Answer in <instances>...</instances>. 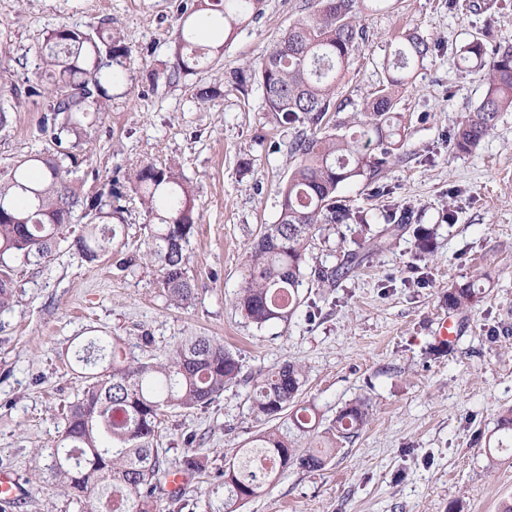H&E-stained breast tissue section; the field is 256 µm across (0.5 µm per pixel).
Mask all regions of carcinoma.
I'll list each match as a JSON object with an SVG mask.
<instances>
[{"label":"carcinoma","mask_w":512,"mask_h":512,"mask_svg":"<svg viewBox=\"0 0 512 512\" xmlns=\"http://www.w3.org/2000/svg\"><path fill=\"white\" fill-rule=\"evenodd\" d=\"M265 0H194L179 16L174 62L168 78L203 70L221 58L241 29L259 21ZM312 11L296 19L256 64L266 111L283 124L299 127L290 147L294 165L282 191L276 223L268 225L251 247L245 285L236 297L243 317L261 328L285 320L301 305L299 287L313 237L326 224H345L354 213L336 205L339 187L360 177L372 179L395 157L405 136L397 93L412 79L429 45L414 33L400 36L386 65L385 81L367 100L366 127L351 134L327 133V115L336 111V82L367 31L357 17L368 0H313ZM215 20L207 34L198 18ZM38 68L53 78L41 118L57 146L52 157L32 152L0 168V309L10 306L16 264L51 260L60 244L87 263L112 256L120 271L148 261L160 272L159 288L171 304L190 306L197 288L187 271L186 247L200 218L188 182L174 169L146 163L131 179V191L145 213L144 250L125 242V225L112 223V191L80 194L63 167L74 159L90 129L112 107V84L132 71V50L101 22L84 27L61 24L48 32L35 51ZM461 63L489 65L485 95L454 130L453 148L470 151L494 128L499 114L512 110V47L489 52L475 36ZM40 96L7 77L0 78V130L22 96ZM374 145V152L368 151ZM87 218L73 235L76 210ZM434 231L416 230L417 255L432 252ZM360 254L343 255L336 265L314 270L322 288H334L359 264ZM482 289L469 283L448 289V310L479 302ZM121 339L97 336L82 348L79 361L89 368L87 385L69 406L56 444L48 449L56 485L80 512H158L167 477L176 468L191 476L207 462L187 453L170 467L155 444L161 417L170 410L208 405L232 386L250 387L253 414L281 424L254 436L224 464L222 512L238 509L291 467L323 469L358 436L369 417L359 399L319 429L316 409L300 405L305 383L302 368L285 362L264 375L242 374L239 357L209 336H187L163 360L120 358ZM310 437L303 448L292 435Z\"/></svg>","instance_id":"cac0c4a2"}]
</instances>
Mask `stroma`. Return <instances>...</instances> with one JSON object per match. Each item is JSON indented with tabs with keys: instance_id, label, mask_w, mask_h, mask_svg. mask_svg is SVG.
<instances>
[{
	"instance_id": "stroma-1",
	"label": "stroma",
	"mask_w": 512,
	"mask_h": 512,
	"mask_svg": "<svg viewBox=\"0 0 512 512\" xmlns=\"http://www.w3.org/2000/svg\"><path fill=\"white\" fill-rule=\"evenodd\" d=\"M308 2L267 0L263 17L212 69L172 80L185 0H0L18 85H45L35 49L63 23L111 19L136 58L72 165L82 194L125 191L136 167L152 162L183 174L201 215L186 251L199 295L187 308L166 301L150 265L120 272L63 246L50 263L16 268L13 302L0 310V470L26 495L8 512H78L42 471L66 406L85 386L70 352L95 334L121 338L129 356H141L145 335L160 358L185 337L211 336L247 373L299 364L300 399L325 425L346 404L369 400L368 423L324 469L289 468L240 512H497L512 494V457L487 454L500 413L512 408V111L470 152L449 141L486 90L485 70L462 69L461 50L477 34L492 48L512 45V0H389L361 16L367 38L336 85L342 108L331 122L344 131L364 122L363 104L382 82L396 38L410 31L431 51L396 104L408 134L376 178L339 188V203L358 220L317 234L308 249L311 268L354 249L361 265L333 288L305 277L295 313L259 328L235 298L253 241L278 219L296 131L266 112L251 67ZM235 70L243 85L229 82ZM200 83L219 96L197 102ZM43 105L22 98L0 131V165L55 154L40 130ZM405 213L409 229L395 232ZM418 225L436 231L423 259L415 255ZM469 282L482 298L456 313L460 333L440 348L434 330L448 312V290ZM268 428L240 385L205 409L167 413L157 445L168 459L190 451L207 460L185 487L182 512H217L225 462Z\"/></svg>"
}]
</instances>
